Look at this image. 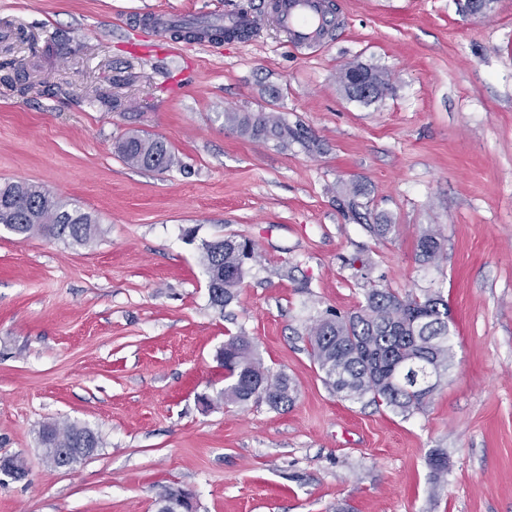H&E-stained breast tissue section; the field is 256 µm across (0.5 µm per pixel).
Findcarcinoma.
I'll return each mask as SVG.
<instances>
[{
	"mask_svg": "<svg viewBox=\"0 0 512 512\" xmlns=\"http://www.w3.org/2000/svg\"><path fill=\"white\" fill-rule=\"evenodd\" d=\"M203 31L220 42L250 33L241 26L211 25ZM361 69L360 64L348 65L340 72V83L351 98H358L354 75ZM224 123L251 136L288 141V126L273 112H226ZM117 152L126 164L136 168L162 171L177 164L161 139L131 134L118 142ZM0 228L25 238L38 235L77 245L89 243L99 231L91 215L69 210L48 190L20 181L0 182ZM443 249L439 235L427 229L419 237L418 260L434 266ZM201 256L208 275L210 305L222 312L236 296L245 261L255 256L254 244L237 241L226 245L220 238L205 241ZM448 332V299L441 290L424 288L402 297L388 288H370L358 311L350 315L328 312L317 319L308 344L325 384L334 393L343 399L381 403L404 414L422 407L448 371L454 359ZM220 355L224 356L228 380L224 402L264 400L275 409L292 403L290 380L263 366L248 337L229 338ZM38 444L50 461L59 448H97L100 441L85 426L53 422L39 430ZM429 466L434 479H439L448 473V454L435 451Z\"/></svg>",
	"mask_w": 512,
	"mask_h": 512,
	"instance_id": "carcinoma-1",
	"label": "carcinoma"
}]
</instances>
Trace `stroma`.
I'll list each match as a JSON object with an SVG mask.
<instances>
[{"mask_svg": "<svg viewBox=\"0 0 512 512\" xmlns=\"http://www.w3.org/2000/svg\"><path fill=\"white\" fill-rule=\"evenodd\" d=\"M328 2L337 24L314 53L268 0H0V181L100 227L85 246L0 230V455L28 470L0 474V512H156L171 486L197 512H512V0L483 19L457 0ZM246 5L261 27L216 50L148 25ZM358 63L386 72L382 97L345 95ZM228 111L278 113L287 143ZM133 132L177 165H127L116 144ZM429 228L444 250L426 269ZM227 237L257 256L220 312L201 244ZM372 286L448 298L454 364L406 416L341 399L309 354L316 319ZM233 336L290 379V406L225 403ZM60 420L100 439L69 469L37 443ZM437 448L451 467L436 481ZM444 244L441 238L433 230H425L419 237L418 260L427 266H437L442 255Z\"/></svg>", "mask_w": 512, "mask_h": 512, "instance_id": "obj_1", "label": "stroma"}]
</instances>
